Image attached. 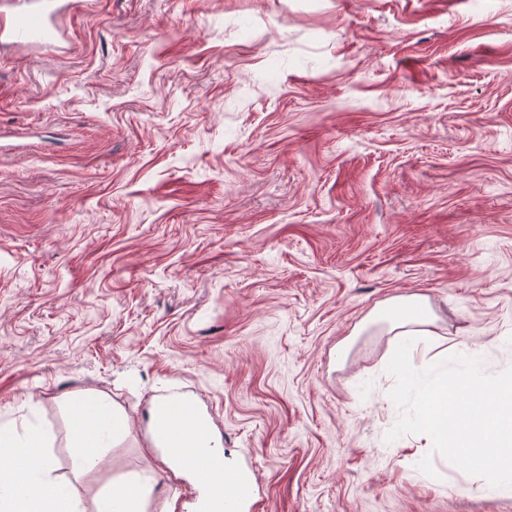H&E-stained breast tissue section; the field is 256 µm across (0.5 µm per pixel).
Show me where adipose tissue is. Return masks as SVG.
Wrapping results in <instances>:
<instances>
[{
	"instance_id": "obj_1",
	"label": "adipose tissue",
	"mask_w": 512,
	"mask_h": 512,
	"mask_svg": "<svg viewBox=\"0 0 512 512\" xmlns=\"http://www.w3.org/2000/svg\"><path fill=\"white\" fill-rule=\"evenodd\" d=\"M68 403L77 417L70 454L77 470L86 472L96 466L100 449L123 434L126 419L101 394H74ZM22 451L31 458L34 470L30 479L19 483L9 476V461ZM0 512H86L68 485L53 482L50 459L38 432H0Z\"/></svg>"
}]
</instances>
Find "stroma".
<instances>
[{"instance_id":"stroma-1","label":"stroma","mask_w":512,"mask_h":512,"mask_svg":"<svg viewBox=\"0 0 512 512\" xmlns=\"http://www.w3.org/2000/svg\"><path fill=\"white\" fill-rule=\"evenodd\" d=\"M56 6L0 37V427L87 512L126 479L194 512L147 442L173 397L259 485L242 512H512L386 438L395 300L443 338L415 367L512 366V0ZM79 392L130 422L81 475ZM47 9L46 5H37L14 11L8 29L0 28V35L5 34L16 40L29 39L37 35L50 36L45 20Z\"/></svg>"}]
</instances>
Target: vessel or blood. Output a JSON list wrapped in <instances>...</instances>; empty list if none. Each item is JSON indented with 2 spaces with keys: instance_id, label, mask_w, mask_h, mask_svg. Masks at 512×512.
<instances>
[{
  "instance_id": "1",
  "label": "vessel or blood",
  "mask_w": 512,
  "mask_h": 512,
  "mask_svg": "<svg viewBox=\"0 0 512 512\" xmlns=\"http://www.w3.org/2000/svg\"><path fill=\"white\" fill-rule=\"evenodd\" d=\"M47 13L43 5L14 11L7 36L24 40L48 35ZM164 429L170 437V453L175 461L192 468L205 490L207 512H241L254 496L253 486L240 472L225 469L218 449L206 447L194 413L188 410L171 416Z\"/></svg>"
}]
</instances>
